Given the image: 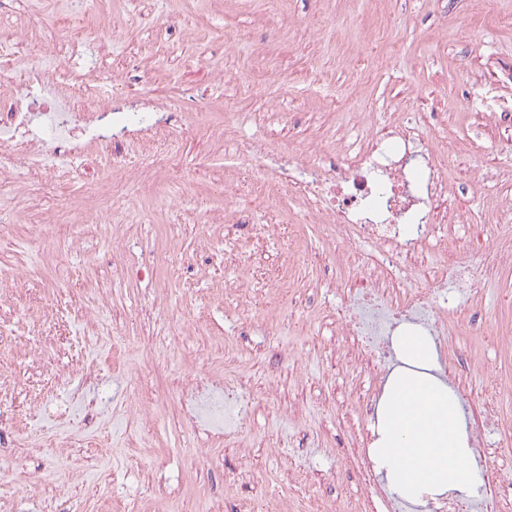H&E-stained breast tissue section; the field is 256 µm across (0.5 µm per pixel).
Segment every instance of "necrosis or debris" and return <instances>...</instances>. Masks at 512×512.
Listing matches in <instances>:
<instances>
[{
    "instance_id": "1",
    "label": "necrosis or debris",
    "mask_w": 512,
    "mask_h": 512,
    "mask_svg": "<svg viewBox=\"0 0 512 512\" xmlns=\"http://www.w3.org/2000/svg\"><path fill=\"white\" fill-rule=\"evenodd\" d=\"M86 41L81 26L66 27L63 42L68 52L56 59L51 71L41 63L53 53L47 45L40 53L22 52L0 65V74L22 78L11 96L0 99V178L10 166L44 168L47 154L77 151L88 141L98 146L137 139L155 143L167 140L175 126L187 125L188 113L169 111L146 98L129 101L82 73H72L69 96L46 101L45 86L53 83L55 71L70 70ZM437 118V113L424 112L416 123L402 117L371 124L348 155L306 145L275 169L260 171L270 192L286 188L303 198L306 223L325 225L340 243L369 238L375 244L373 253L363 255L361 273L352 281L337 319L340 333L355 338L358 358L370 370V391L361 407L370 419L385 386L383 362L394 354L396 336L417 331L444 349L453 326V299L447 288L474 291L499 273L503 260L496 252L476 263L461 249L433 275L400 286L389 274L394 264L418 262L443 246L435 230L448 215L446 164L420 133L421 125H432ZM178 173L170 153L154 152L148 163L123 166L108 178L87 183L82 210L102 212L107 200L113 208H123L127 198L119 194L120 186L131 185L141 195L150 179ZM465 434L476 466L484 470L479 497L447 491L414 504L392 495L381 483L373 458L378 432L366 429L356 447L365 512H498L501 503L512 498V477L486 470L489 442L483 429L469 422Z\"/></svg>"
}]
</instances>
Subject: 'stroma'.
<instances>
[{"label":"stroma","mask_w":512,"mask_h":512,"mask_svg":"<svg viewBox=\"0 0 512 512\" xmlns=\"http://www.w3.org/2000/svg\"><path fill=\"white\" fill-rule=\"evenodd\" d=\"M89 0L87 31L120 23L112 56L87 50L101 77L117 74L133 97L165 96L172 111L198 106L192 126L176 130L179 179L133 196L109 224L82 218L43 225L46 213L78 208L82 185L107 174L129 146L64 161L55 196L34 192L33 173L14 172L0 188V267L20 268L0 293V512H321L335 494L362 512L361 475L348 461L360 436L364 379L344 358L349 344L333 321L340 304L329 288L336 247L303 223L295 196L271 203L243 158L214 148L210 131L232 126L238 139L286 150L311 141L328 151L351 147L372 120L437 112L425 129L449 151L448 254L497 248L512 233V156L500 145L512 126V0L476 14L468 0ZM322 24L319 37L300 31ZM63 0H0V46L16 32L33 44L69 23ZM241 38L224 55V28ZM322 74L335 106L300 100ZM284 94V119L266 117L265 81ZM240 172L225 198V168ZM220 224L200 225L206 211ZM274 225L269 238L225 228L246 213ZM43 225L35 234V225ZM154 267L128 280L114 252ZM252 287L230 288L241 269ZM459 336L450 351L476 412L496 400L512 418V266L457 302ZM191 325L183 333L182 325ZM234 376L248 406L231 400L224 426L191 425L179 404L184 384ZM153 409L148 421L127 410L129 397ZM42 484L30 496L31 481Z\"/></svg>","instance_id":"obj_1"}]
</instances>
